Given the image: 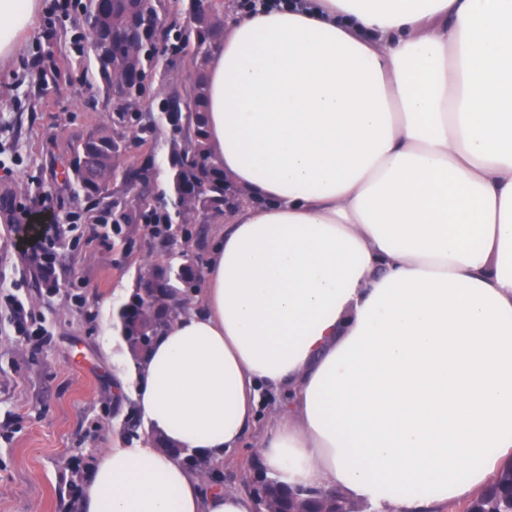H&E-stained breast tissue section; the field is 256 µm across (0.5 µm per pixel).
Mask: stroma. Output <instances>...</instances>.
Segmentation results:
<instances>
[{
	"label": "stroma",
	"mask_w": 512,
	"mask_h": 512,
	"mask_svg": "<svg viewBox=\"0 0 512 512\" xmlns=\"http://www.w3.org/2000/svg\"><path fill=\"white\" fill-rule=\"evenodd\" d=\"M41 0L18 55L0 65V200L51 194L58 214L73 204L61 188L58 156L108 117L83 39L82 8L51 20ZM0 209V290L34 315L39 343L18 336L0 307V512H65L61 462L111 447L133 406L121 376L131 361L119 311L140 271L167 260L142 225L57 248L54 290L39 279L17 282L28 242Z\"/></svg>",
	"instance_id": "35a3bbf8"
}]
</instances>
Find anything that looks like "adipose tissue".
I'll use <instances>...</instances> for the list:
<instances>
[{"mask_svg": "<svg viewBox=\"0 0 512 512\" xmlns=\"http://www.w3.org/2000/svg\"><path fill=\"white\" fill-rule=\"evenodd\" d=\"M40 0H0V61ZM209 139L252 203L199 309L128 373L151 435L80 512H255L164 454L254 443L282 484L440 512L512 460V0H261L208 69Z\"/></svg>", "mask_w": 512, "mask_h": 512, "instance_id": "ef3b65f1", "label": "adipose tissue"}]
</instances>
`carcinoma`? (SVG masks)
Segmentation results:
<instances>
[{
  "label": "carcinoma",
  "instance_id": "obj_1",
  "mask_svg": "<svg viewBox=\"0 0 512 512\" xmlns=\"http://www.w3.org/2000/svg\"><path fill=\"white\" fill-rule=\"evenodd\" d=\"M224 0H87L83 26L112 38L115 50L96 56L95 78L111 107L108 120L92 128L64 150V184L72 199L96 206L106 199L114 224L162 225L159 239L176 262L155 265L166 271L163 288L154 298L144 291L146 275L135 288L119 317L122 336L134 360L144 358L157 336L186 311L170 301L187 302L198 289L200 265L180 240L192 236L198 224H213L230 215L247 200L244 188L224 175L208 138L206 70L224 33ZM159 16L155 29L142 23ZM176 56L187 76L179 83L168 80ZM154 81L145 82L147 75ZM167 122L173 136L165 141L168 185L174 212L153 204L156 149L160 124ZM190 472L196 473L197 453L189 448H168ZM66 494L69 512H78L77 495L82 474L69 461ZM315 494L288 496L290 512H314ZM462 512H512V462L502 466L480 493L463 504Z\"/></svg>",
  "mask_w": 512,
  "mask_h": 512
}]
</instances>
